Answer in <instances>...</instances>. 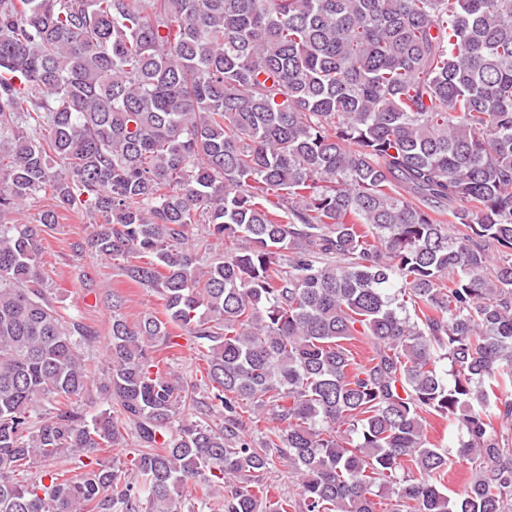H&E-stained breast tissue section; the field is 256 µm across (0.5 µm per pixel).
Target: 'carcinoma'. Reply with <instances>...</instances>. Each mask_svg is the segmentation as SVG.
<instances>
[{
    "instance_id": "obj_1",
    "label": "carcinoma",
    "mask_w": 512,
    "mask_h": 512,
    "mask_svg": "<svg viewBox=\"0 0 512 512\" xmlns=\"http://www.w3.org/2000/svg\"><path fill=\"white\" fill-rule=\"evenodd\" d=\"M1 142L163 312L105 291L87 418L58 214L0 224V512H512V0H0ZM430 441L440 448L447 450L450 460V472L448 474V492L460 493L468 483L471 476V463L462 461L455 455L456 430L448 428V424L437 416H429L427 424ZM276 462L272 466L271 472L268 474V481L272 483L278 493L283 496L297 497L298 488L293 478L288 474V468Z\"/></svg>"
}]
</instances>
